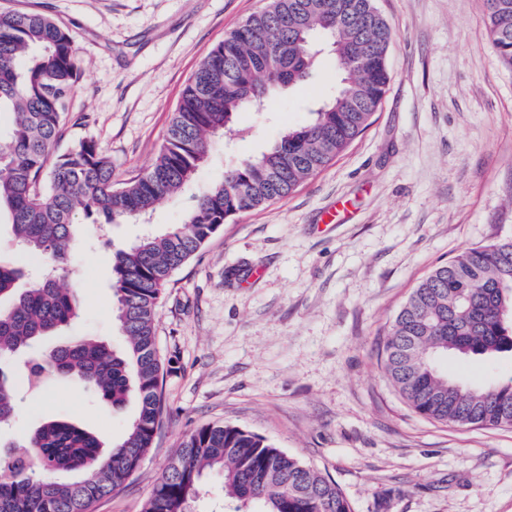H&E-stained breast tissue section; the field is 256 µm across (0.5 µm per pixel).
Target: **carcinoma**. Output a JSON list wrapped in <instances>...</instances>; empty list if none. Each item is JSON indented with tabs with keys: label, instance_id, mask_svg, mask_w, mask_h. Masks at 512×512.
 I'll return each instance as SVG.
<instances>
[{
	"label": "carcinoma",
	"instance_id": "1",
	"mask_svg": "<svg viewBox=\"0 0 512 512\" xmlns=\"http://www.w3.org/2000/svg\"><path fill=\"white\" fill-rule=\"evenodd\" d=\"M485 24L512 68V0H484ZM391 27L373 0H270L224 36L199 63L150 167L117 188L112 164L92 140L55 153L69 96L82 74L74 38L38 12H0V113L13 115L0 141V210L20 246L0 255V426L19 414L18 395L54 379L87 389L101 407L129 399L138 412L123 440L104 449L79 425L49 419L24 438L26 451L0 450L14 475L0 481V512H91L136 473L162 425L164 379L155 334L158 300L172 274L234 216L280 200L321 172L371 124L389 81ZM340 74L333 97L310 110L260 155L227 166L196 196L182 223L149 230L112 255L113 312L122 350L91 336L66 337L38 356L30 350L79 318L64 287L84 225L142 223L155 205L192 181L210 139L236 133L234 114L261 112L279 89L318 74L324 54ZM512 352V240L469 248L435 268L397 314L385 345V373L418 414L441 423L512 427V380L472 386L436 370L448 353L492 358ZM218 475L235 512H351L335 482L262 437L212 424L182 441L144 512H190L204 479Z\"/></svg>",
	"mask_w": 512,
	"mask_h": 512
}]
</instances>
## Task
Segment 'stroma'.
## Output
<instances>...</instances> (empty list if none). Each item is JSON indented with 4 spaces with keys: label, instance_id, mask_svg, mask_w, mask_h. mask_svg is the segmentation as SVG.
I'll return each mask as SVG.
<instances>
[{
    "label": "stroma",
    "instance_id": "obj_1",
    "mask_svg": "<svg viewBox=\"0 0 512 512\" xmlns=\"http://www.w3.org/2000/svg\"><path fill=\"white\" fill-rule=\"evenodd\" d=\"M268 0H0L70 29L82 75L57 153L93 140L122 184L150 166L199 62ZM389 22L390 81L366 131L295 192L222 224L175 271L156 314L172 363L164 425L126 485L95 512H143L183 437L219 423L265 437L335 481L352 512H512V427L444 424L416 413L385 375L383 348L412 290L465 249L512 239V68L500 60L483 0H373ZM317 79L240 112L242 135L214 139L208 163L147 225L182 222L230 162L270 149L334 94ZM347 203L335 223L323 213ZM138 224L81 240L69 280L82 313L69 336L121 347L113 322L112 254ZM464 384L512 380V353L448 356ZM136 401L103 411L60 381L22 393L0 440L22 443L48 417L121 441Z\"/></svg>",
    "mask_w": 512,
    "mask_h": 512
}]
</instances>
